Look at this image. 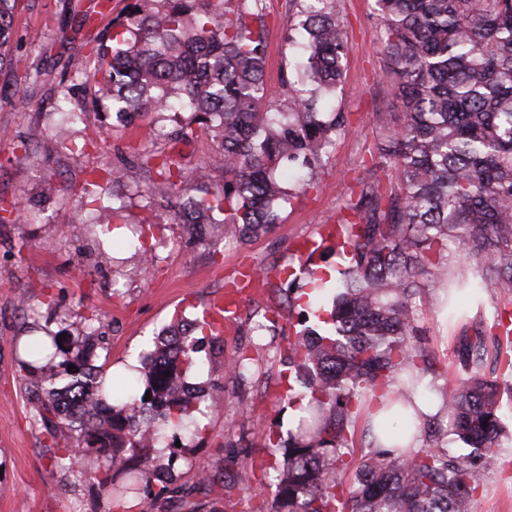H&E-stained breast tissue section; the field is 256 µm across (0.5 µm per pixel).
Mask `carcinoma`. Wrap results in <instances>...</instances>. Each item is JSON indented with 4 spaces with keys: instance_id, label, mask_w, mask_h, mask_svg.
Instances as JSON below:
<instances>
[{
    "instance_id": "obj_1",
    "label": "carcinoma",
    "mask_w": 512,
    "mask_h": 512,
    "mask_svg": "<svg viewBox=\"0 0 512 512\" xmlns=\"http://www.w3.org/2000/svg\"><path fill=\"white\" fill-rule=\"evenodd\" d=\"M17 2L0 0V74L18 87L41 71H17ZM376 6L403 108L376 162L391 177L346 185L336 227L348 257L336 297L329 310L307 301L312 326L288 344L299 387L288 391L307 406L288 433L279 497L283 512H474L503 437L506 382L498 375L512 372L502 347L512 336L505 310L494 317L499 332L457 341L460 384L442 394V422L428 425L432 445L381 449L359 462L352 484L345 474L361 398L376 402L398 381L406 391L421 381L423 354L411 336L423 288L448 291L450 319L478 288L512 292V0ZM265 34L263 0H131L109 31L63 52L61 76L75 81L94 66L95 103L125 123L144 112H191L180 141L193 138L196 122L214 128L213 165L224 171L214 190L156 143L135 148L152 178L144 208L159 194L183 199L177 217L190 235L223 229L245 244L271 231L298 193L317 187L311 167L329 159L348 128L331 104L349 52L331 0H313L303 12L296 69L307 89L286 112L266 106ZM116 212L98 205L82 221L105 225L107 235ZM458 250L470 255L469 269L451 264ZM55 314L61 329L28 337L20 374L53 468L83 474L109 494L115 512H153L156 500L181 491L184 462L208 481L207 466L186 448L216 409V383L188 379L210 336H197L194 320H177L144 354L139 375L116 388L90 363L106 340L99 314L77 324L66 309ZM252 368L243 352L224 363L231 378ZM450 441L469 453L451 454ZM158 446L166 450L160 461L139 452Z\"/></svg>"
}]
</instances>
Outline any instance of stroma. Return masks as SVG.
Listing matches in <instances>:
<instances>
[{"label": "stroma", "mask_w": 512, "mask_h": 512, "mask_svg": "<svg viewBox=\"0 0 512 512\" xmlns=\"http://www.w3.org/2000/svg\"><path fill=\"white\" fill-rule=\"evenodd\" d=\"M263 5L269 21L265 79L275 92L274 104L284 108L289 95L303 88L293 70L300 6L298 0H264ZM333 8L345 24L350 46L333 103L347 115L349 129L337 137L331 159L315 170L321 192L298 196L270 234L245 244L231 235L199 244L176 223L169 200H158L150 211L141 207L136 191L146 187L149 175L132 150L156 128L169 132L177 122H188L189 113H148L127 126L92 108L83 123L59 124L55 109L65 97L88 100L94 94L93 79L77 86L64 84L55 69L57 56L77 37V26L66 18L64 0H19L17 55L37 62L43 75L24 89L28 101L24 107L16 104L13 86L0 75V200L34 211L31 222L0 223V512H106L108 508L104 492L81 474L56 473L43 453L41 431L26 417L16 354L28 322L25 303H39L49 291L72 315L99 311L109 340L107 348L96 350L92 362L111 366L114 383H122L126 361L177 314L203 318L223 297L227 277L238 266H299L297 245L318 237L321 225L333 222L346 179L385 178V170L372 166L371 157L386 125L398 121L401 107L385 75L387 59L375 0H334ZM21 141L31 144L28 154L16 152ZM166 148L186 167L197 169L205 182L223 183V172L210 166L218 143L206 126H197L192 142L173 140ZM105 167L120 170V179L112 183L93 178V170ZM48 179L55 186L50 195L43 192ZM81 190L123 197L126 207L115 216V224L131 226L151 219L144 242L156 255L153 275L142 272L129 246L112 250L122 262L120 279H113L111 267L98 264L92 230L78 219ZM417 304L415 340L429 368L416 397L429 405L439 401L440 389L456 373L457 337L487 329L494 309L512 312V293L485 294L480 301L468 302L467 316L460 322L448 320L441 289L424 288ZM268 306L263 297L244 300L236 321L201 352L199 376L217 380L214 395L220 409L210 418L203 442L190 453L205 462L210 480L199 483L193 470L182 469L183 494L158 502L154 512H249L251 495L261 512H276L277 480L257 483L247 462L256 458L280 464L286 457L282 441L288 436L294 408L280 393L288 384L286 347L302 330V307L282 306L276 328L258 347L252 326L264 319ZM243 349L255 360L253 374L245 381L225 377V360ZM500 406L506 435L476 512H512V400H501Z\"/></svg>", "instance_id": "1"}]
</instances>
